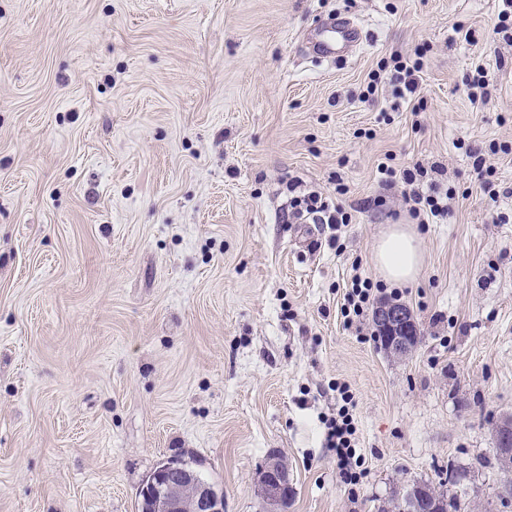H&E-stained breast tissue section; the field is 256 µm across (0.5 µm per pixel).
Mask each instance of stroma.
<instances>
[{"instance_id":"35a3bbf8","label":"stroma","mask_w":512,"mask_h":512,"mask_svg":"<svg viewBox=\"0 0 512 512\" xmlns=\"http://www.w3.org/2000/svg\"><path fill=\"white\" fill-rule=\"evenodd\" d=\"M501 8L0 0V512H138L169 459L224 512H263L273 451L291 512H381L413 479L443 482L458 512H512L493 459L512 416V154L488 151L512 146V41L485 42ZM339 14L366 38L320 58L307 42ZM419 48L412 102L392 109L384 83L363 98L381 60ZM479 65L497 83L474 102ZM383 163L427 175L390 185ZM293 181L350 224L295 218ZM433 182L453 195L415 224L424 265L384 283L375 242L414 224L406 197ZM356 271L414 312L409 358L371 315L344 326ZM341 384L368 468L353 490L324 441Z\"/></svg>"}]
</instances>
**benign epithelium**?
<instances>
[{
	"mask_svg": "<svg viewBox=\"0 0 512 512\" xmlns=\"http://www.w3.org/2000/svg\"><path fill=\"white\" fill-rule=\"evenodd\" d=\"M387 353L399 360L413 354V311L402 303L383 304L374 313ZM495 452L512 460V420L502 421L496 431ZM265 512H290L293 496L288 471L280 455L268 457L258 477ZM139 499L146 512H224V492L200 473L175 461L159 463L143 482Z\"/></svg>",
	"mask_w": 512,
	"mask_h": 512,
	"instance_id": "benign-epithelium-1",
	"label": "benign epithelium"
}]
</instances>
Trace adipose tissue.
<instances>
[{
  "instance_id": "ef3b65f1",
  "label": "adipose tissue",
  "mask_w": 512,
  "mask_h": 512,
  "mask_svg": "<svg viewBox=\"0 0 512 512\" xmlns=\"http://www.w3.org/2000/svg\"><path fill=\"white\" fill-rule=\"evenodd\" d=\"M373 259L387 281L396 284L413 281L423 264V252L414 229L407 224L391 225L378 239Z\"/></svg>"
}]
</instances>
